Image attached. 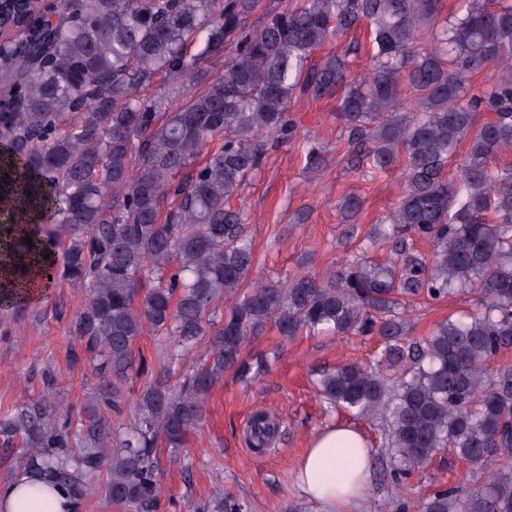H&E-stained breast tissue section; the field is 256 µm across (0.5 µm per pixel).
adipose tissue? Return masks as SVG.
<instances>
[{
	"mask_svg": "<svg viewBox=\"0 0 512 512\" xmlns=\"http://www.w3.org/2000/svg\"><path fill=\"white\" fill-rule=\"evenodd\" d=\"M373 450L347 423L327 426L311 441L299 463L302 492L324 512H353L368 489Z\"/></svg>",
	"mask_w": 512,
	"mask_h": 512,
	"instance_id": "ef3b65f1",
	"label": "adipose tissue"
}]
</instances>
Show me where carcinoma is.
<instances>
[{"label": "carcinoma", "mask_w": 512, "mask_h": 512, "mask_svg": "<svg viewBox=\"0 0 512 512\" xmlns=\"http://www.w3.org/2000/svg\"><path fill=\"white\" fill-rule=\"evenodd\" d=\"M465 3L441 21L440 0H295L254 29L252 0H59L65 20L47 24L41 42L17 38L4 69L15 75L17 106L0 112V237L15 277L0 286V303L21 302L27 264L50 253L45 275L88 295L75 335L104 357L102 381L77 413L43 396L0 414V440L21 448L15 473L29 475L26 494L60 487L80 512L98 492L124 512H159L157 448L184 446L224 372L249 382L268 370L269 355L248 361L243 349L271 324L287 340L322 328L383 337L393 381L345 362L319 374L320 394L384 421L399 476L440 451L491 472L465 496L434 491L420 512H512V468H495L512 453V368L487 371L512 348V163L496 162L512 152V0ZM362 22L374 48L364 74H350L349 48L310 63ZM197 40L202 49L187 56ZM228 45L224 73L159 122L166 90L149 93L155 76L195 78ZM490 64L496 79L473 88L472 75ZM333 94L353 156L379 170L404 158L401 196L377 233L398 265L353 259L241 294L255 257L228 200L259 170L268 142L297 138L296 98ZM481 112L494 117L480 123ZM214 141L204 164L178 179ZM417 239L433 243V259L413 250ZM459 291L480 308L406 340L403 300ZM148 328L177 338L184 353L209 337L205 363L173 383L174 354L149 374L133 351ZM133 374L146 382L133 426L116 434L112 414ZM279 426L258 413L246 441L268 447ZM203 512L247 506L224 492Z\"/></svg>", "instance_id": "obj_1"}]
</instances>
